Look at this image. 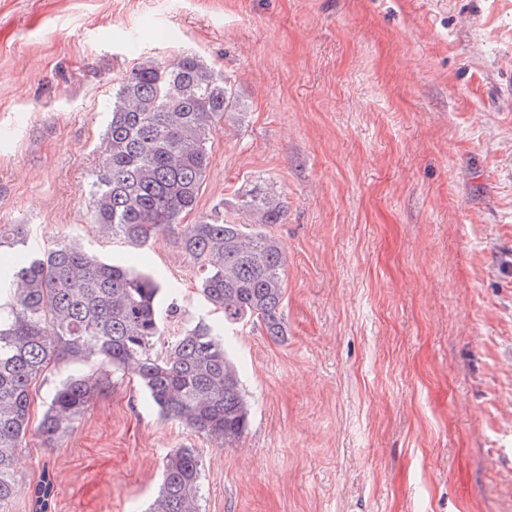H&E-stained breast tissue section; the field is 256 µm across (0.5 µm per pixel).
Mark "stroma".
I'll list each match as a JSON object with an SVG mask.
<instances>
[{
  "label": "stroma",
  "mask_w": 512,
  "mask_h": 512,
  "mask_svg": "<svg viewBox=\"0 0 512 512\" xmlns=\"http://www.w3.org/2000/svg\"><path fill=\"white\" fill-rule=\"evenodd\" d=\"M192 52L237 98L197 217L287 206V337L227 331L251 407L230 446L117 375L53 449L54 512H143L197 449L202 512H512V0H0V252L77 240L217 320L168 239L91 221L112 94ZM164 318L165 337L184 321Z\"/></svg>",
  "instance_id": "1"
}]
</instances>
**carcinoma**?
<instances>
[{"label": "carcinoma", "mask_w": 512, "mask_h": 512, "mask_svg": "<svg viewBox=\"0 0 512 512\" xmlns=\"http://www.w3.org/2000/svg\"><path fill=\"white\" fill-rule=\"evenodd\" d=\"M235 98L221 71L194 54L163 65L136 63L112 96L105 146L90 185L91 218L133 247L160 236L198 267V290L224 325L252 323L271 339L287 336L282 300L288 259L268 231L286 215L273 190L240 195L238 219L181 218L195 209L209 165V144ZM0 507L28 495L32 512H52L55 483L15 467L31 427L32 389L52 367L83 361L96 375L65 378L37 425L50 445L89 410L116 373L133 372L165 420H176L219 446L245 432L250 407L220 326L204 318L163 338L161 283L151 274L109 264L73 241L0 262ZM201 467L194 448L163 459L162 482L145 512H201Z\"/></svg>", "instance_id": "carcinoma-1"}]
</instances>
